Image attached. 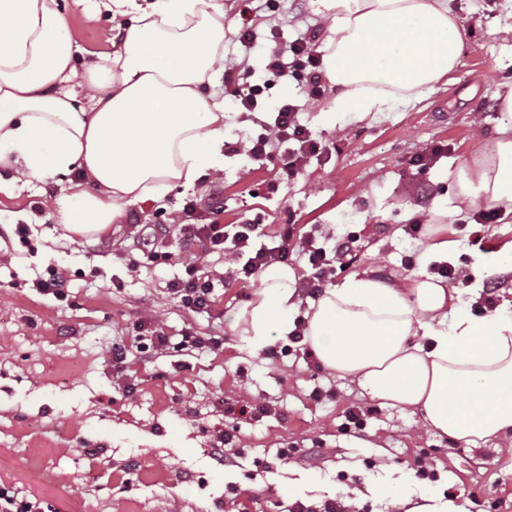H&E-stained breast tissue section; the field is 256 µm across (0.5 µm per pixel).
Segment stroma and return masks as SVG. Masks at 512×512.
I'll use <instances>...</instances> for the list:
<instances>
[{"instance_id":"stroma-1","label":"stroma","mask_w":512,"mask_h":512,"mask_svg":"<svg viewBox=\"0 0 512 512\" xmlns=\"http://www.w3.org/2000/svg\"><path fill=\"white\" fill-rule=\"evenodd\" d=\"M75 45L94 58L117 50L123 31L104 0H58ZM465 45L459 66L420 99L394 101L391 111L360 116L329 111L327 87L308 101L297 83L277 82L263 96L292 99L313 138L330 148L293 178L272 163L249 161L241 147L260 134L247 120L224 78L209 89L224 109V173L194 190L174 185L160 198L126 207L100 234L76 236L56 224L52 201L68 178L46 177L31 189L0 192V481L16 484L51 512H276L279 499L314 507L336 497L356 512H404L375 492L403 483L412 499L452 501L457 512H512V447L474 449L425 426L419 412L381 406L355 383L314 369L302 351L278 357L254 354L233 326L256 288L238 281L231 265L208 257L218 284L206 313L191 315L166 289L183 272V254L168 242V264L129 269L134 224H168L187 198L203 199L212 186L224 196L223 223L260 220L267 237L282 224L319 226L326 243L356 237V259L335 282L372 268L398 280L415 279L423 254L440 242L448 259L472 267L454 292L466 310L492 298L512 304V273L494 266L512 254V215L476 224L473 210L456 209L457 174L470 163L474 132L493 138L501 118L498 95L512 82V0H454ZM431 145L445 146L424 175L411 160ZM427 223L419 239L402 227ZM63 272L71 297L60 301L36 289L50 269ZM496 289H488V282ZM165 332L182 329L222 336V350L191 357L190 369L171 358L142 353L125 378L112 371L115 338L131 337L143 317ZM135 391L123 395L121 381ZM321 399H313L314 390ZM258 401L260 419L227 414L229 405ZM365 414L361 434H345V413ZM233 436V465H216L208 450L219 432ZM296 447L290 463L278 449ZM433 463L440 479H418L415 459Z\"/></svg>"}]
</instances>
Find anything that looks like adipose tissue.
Wrapping results in <instances>:
<instances>
[{"label": "adipose tissue", "instance_id": "ef3b65f1", "mask_svg": "<svg viewBox=\"0 0 512 512\" xmlns=\"http://www.w3.org/2000/svg\"><path fill=\"white\" fill-rule=\"evenodd\" d=\"M120 49L79 61L57 0H0V186L77 174L57 223L106 231L126 206L172 183L192 189L224 168V110L206 96L224 66L221 0H109ZM330 25L324 73L333 109L385 112L460 63L452 0H313ZM498 135L479 141L457 178L460 209L512 214V85L499 95ZM234 318L253 351L296 327V274L275 264ZM304 340L337 379L433 430L481 448L512 436V309L475 318L436 277L396 282L372 270L310 304Z\"/></svg>", "mask_w": 512, "mask_h": 512}]
</instances>
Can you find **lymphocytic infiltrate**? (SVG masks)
Returning <instances> with one entry per match:
<instances>
[{"mask_svg":"<svg viewBox=\"0 0 512 512\" xmlns=\"http://www.w3.org/2000/svg\"><path fill=\"white\" fill-rule=\"evenodd\" d=\"M247 14L237 40L246 55L259 58L260 65L246 67L240 74L228 73L227 85L244 111L251 113L261 107L269 116L267 133L249 142V159L261 163L278 161L282 175L290 178L297 174L307 158L322 155L326 147L310 138L288 101L262 106L258 99L272 82L285 83L291 79L305 82L311 99L321 97L326 88L322 53L304 33L288 44L270 45L258 34L259 25L266 21L265 16L254 8L248 9ZM223 211L219 193H212L203 203L192 199L183 206L184 223L162 224L158 231L163 236L175 234L182 249L198 245L204 253L224 256L234 265L236 277L244 282L257 278L270 264H291L295 249H302L307 256L309 272L302 276L298 285L312 297L322 293L326 283L335 275L337 263L343 262L352 251L346 241L325 248L317 245L314 234L296 236L295 227L291 224L282 225L274 246L259 247L255 244L261 235L259 225L247 223L226 229L220 222ZM167 290L187 313L197 314L211 309L215 284L197 260L191 258L186 262L184 276L170 281ZM135 330L141 349L161 354L171 352L177 356H189L202 349L217 350L224 346L223 337L209 336L191 327L184 330L179 341H171L154 318L137 321Z\"/></svg>","mask_w":512,"mask_h":512,"instance_id":"1","label":"lymphocytic infiltrate"}]
</instances>
